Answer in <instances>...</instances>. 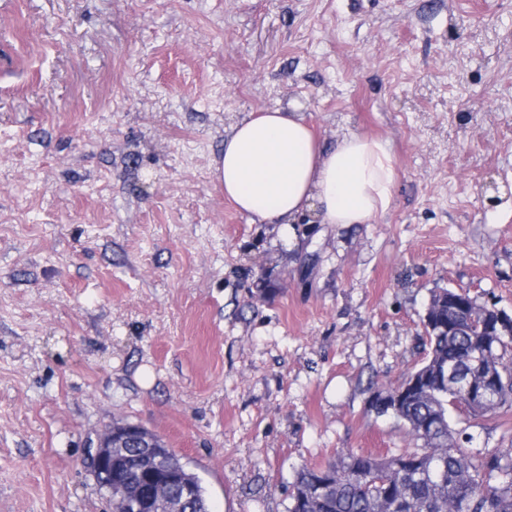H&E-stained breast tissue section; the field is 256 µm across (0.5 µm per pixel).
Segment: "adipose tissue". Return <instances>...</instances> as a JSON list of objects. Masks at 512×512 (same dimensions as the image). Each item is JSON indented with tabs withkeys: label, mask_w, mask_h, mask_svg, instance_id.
<instances>
[{
	"label": "adipose tissue",
	"mask_w": 512,
	"mask_h": 512,
	"mask_svg": "<svg viewBox=\"0 0 512 512\" xmlns=\"http://www.w3.org/2000/svg\"><path fill=\"white\" fill-rule=\"evenodd\" d=\"M225 198L254 224H366L385 214L398 178L386 141L355 132L319 144L295 111L268 110L231 127L215 166Z\"/></svg>",
	"instance_id": "1"
}]
</instances>
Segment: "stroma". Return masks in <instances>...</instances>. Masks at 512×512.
I'll list each match as a JSON object with an SVG mask.
<instances>
[{
    "label": "stroma",
    "instance_id": "obj_1",
    "mask_svg": "<svg viewBox=\"0 0 512 512\" xmlns=\"http://www.w3.org/2000/svg\"><path fill=\"white\" fill-rule=\"evenodd\" d=\"M273 109L387 139V213L250 223L214 163ZM441 288L512 314V0H0V512H112L115 420L211 512H287L302 465L407 448L368 399Z\"/></svg>",
    "mask_w": 512,
    "mask_h": 512
}]
</instances>
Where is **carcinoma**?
I'll list each match as a JSON object with an SVG mask.
<instances>
[{"label":"carcinoma","instance_id":"cac0c4a2","mask_svg":"<svg viewBox=\"0 0 512 512\" xmlns=\"http://www.w3.org/2000/svg\"><path fill=\"white\" fill-rule=\"evenodd\" d=\"M457 304L448 306V289L433 292L428 319L432 329L423 337L425 356L389 394L374 395L371 407L379 416L393 413L403 423L413 446L398 454L346 452L324 465L303 466L295 476L288 512H376L380 501L391 512H512V448H498L480 457L458 439L456 425L496 418L512 408V337L485 336L479 326L486 307L469 293L456 291ZM459 332L448 335V322ZM492 345V358L477 377L492 373L500 381L498 397H474L467 410H453L457 398L442 376L457 365L472 370L471 355L483 342ZM155 448L125 449L112 481L135 494L162 482L180 512H209L199 478L156 434ZM186 484L196 487L195 498L181 497Z\"/></svg>","mask_w":512,"mask_h":512}]
</instances>
